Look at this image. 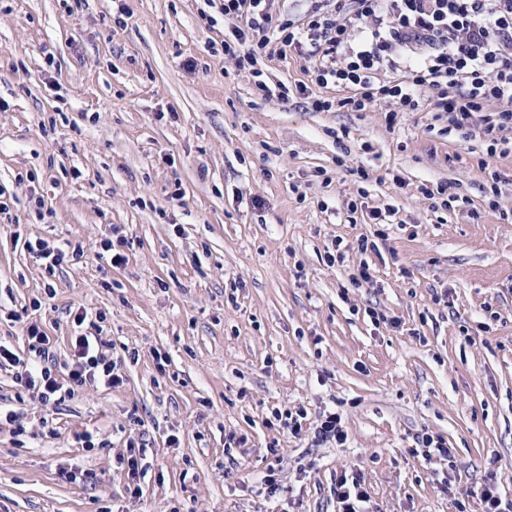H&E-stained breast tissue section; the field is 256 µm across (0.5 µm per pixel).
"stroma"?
<instances>
[{"label": "stroma", "instance_id": "stroma-1", "mask_svg": "<svg viewBox=\"0 0 512 512\" xmlns=\"http://www.w3.org/2000/svg\"><path fill=\"white\" fill-rule=\"evenodd\" d=\"M214 13L0 0V342L25 350L35 322L65 359L81 307L104 315L124 378L46 407L0 369L17 414L0 424V512H338L349 467L370 512H483L487 482L512 500V152L454 129L431 96L417 112L312 111L297 90L311 62L292 52L264 67L288 96L263 95L209 57ZM424 184L458 206L433 209ZM387 206L391 223L371 224ZM115 230L117 267L99 257ZM36 238L82 256L48 273L24 247ZM284 407L305 411L300 434L274 419ZM331 408L348 440L314 446ZM425 434L452 460L423 458ZM134 445L150 465L136 481ZM270 468L273 499L253 489Z\"/></svg>", "mask_w": 512, "mask_h": 512}]
</instances>
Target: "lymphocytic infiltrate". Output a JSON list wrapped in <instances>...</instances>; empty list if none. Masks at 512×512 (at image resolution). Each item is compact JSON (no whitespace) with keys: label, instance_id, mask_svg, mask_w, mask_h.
<instances>
[{"label":"lymphocytic infiltrate","instance_id":"obj_1","mask_svg":"<svg viewBox=\"0 0 512 512\" xmlns=\"http://www.w3.org/2000/svg\"><path fill=\"white\" fill-rule=\"evenodd\" d=\"M218 3L224 38L210 53L248 71L260 91L268 89L261 62L277 45L313 60V85L353 89L337 101L311 96L314 111L347 106L362 112L378 101L414 111L431 90L456 129L482 120L483 135L494 142L512 127V107L484 112L492 101L512 104V0H309L299 19L274 13L272 0ZM87 318V311L75 312L78 331L66 360H57L50 337L33 323L27 328L31 362L0 344V364H24L21 383L46 406L87 385L119 386L123 379L103 353V337L83 328Z\"/></svg>","mask_w":512,"mask_h":512}]
</instances>
